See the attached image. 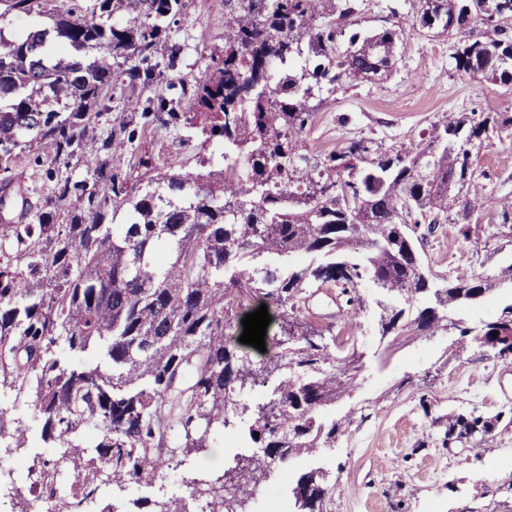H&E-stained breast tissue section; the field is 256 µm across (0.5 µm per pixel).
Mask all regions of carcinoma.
<instances>
[{"instance_id": "cac0c4a2", "label": "carcinoma", "mask_w": 512, "mask_h": 512, "mask_svg": "<svg viewBox=\"0 0 512 512\" xmlns=\"http://www.w3.org/2000/svg\"><path fill=\"white\" fill-rule=\"evenodd\" d=\"M416 21L455 39L456 69L512 83V37L501 22L512 0H420ZM5 12L48 15L49 31L0 34V184L21 164L19 219L0 224V390L31 404L44 438L61 449L29 471L31 493L50 512H83L101 475L116 485L158 476L170 439L206 448L209 436L244 430L263 448L247 459L267 475L294 456L333 448L344 421L325 408L348 395L364 367L351 337L313 323L316 289L336 291L341 321L365 309L370 280L387 344L448 330V310L478 302L490 285L440 277L420 261L425 231L456 204L450 188L473 177L463 148L512 128V116L448 115L416 151L366 162L360 140L322 166L298 165L315 91L386 70L403 30L354 29L359 0H224V54L215 75L178 79V100H147L112 118L104 92L125 76L149 86L150 63L184 0H0ZM126 9L123 23L114 11ZM484 36L469 34L473 20ZM182 108L178 112L175 107ZM198 140L195 170L163 172L148 154L129 169L112 155L136 150L154 124ZM441 150L425 164L421 159ZM496 204L475 195L464 210ZM267 305L274 332L253 360L242 319ZM455 348L470 337L512 359V303L476 329L455 323ZM498 335H492V332ZM274 381L256 401L250 390ZM505 416L466 410L436 423L443 447L492 434ZM24 432L0 410V439ZM78 492L57 493L59 467ZM225 512H245L254 487L238 464ZM336 482L317 468L293 488L294 512H332Z\"/></svg>"}]
</instances>
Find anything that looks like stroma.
I'll use <instances>...</instances> for the list:
<instances>
[{"label":"stroma","instance_id":"35a3bbf8","mask_svg":"<svg viewBox=\"0 0 512 512\" xmlns=\"http://www.w3.org/2000/svg\"><path fill=\"white\" fill-rule=\"evenodd\" d=\"M183 12L171 24L169 38L153 55L165 70L147 87L116 84L107 96L112 114L129 111L131 102L178 98L175 77L203 81L210 72L211 53L224 48V0H184ZM419 0H363L357 18L361 31H376L397 22L405 29L387 73L358 80L324 92L304 136L301 167L322 164L326 154L350 142L365 139L373 155L410 148L429 138L434 124L447 113L512 114V84L470 76L455 68L453 41L438 30L416 24ZM174 68H167V61ZM172 129L160 126L140 143L161 167L195 166V147L179 146ZM477 173L466 189L480 195L512 201V135L491 138L474 159ZM487 227L512 225V210L494 209L462 215L452 210L450 220L434 225L419 246L424 265L434 273L468 278L497 276L512 265V235L491 240H464L458 219ZM366 308L355 324L343 327L365 354L362 370L349 396L328 407L325 417H344L348 423L334 448L318 456L293 457L291 479L321 467L336 475L332 494L335 512H512V424H500L484 439L446 448L436 419L472 408L493 415L512 408V372L492 350L470 344L453 354L456 330L415 340L391 356L378 346L377 290L372 283L360 289ZM25 430L26 443L17 455L0 451V471L9 473L21 489H28L26 470L16 468L15 456L28 461L55 459L59 449L41 437L42 423L33 408L0 395ZM246 438L218 436L208 449L168 458L154 480L121 487L103 481L88 507L90 512H156L161 501L188 495L210 482L209 463L221 454L224 467L234 458L251 456Z\"/></svg>","mask_w":512,"mask_h":512}]
</instances>
